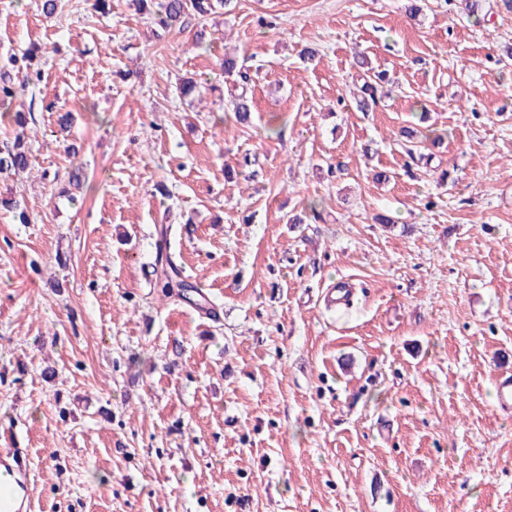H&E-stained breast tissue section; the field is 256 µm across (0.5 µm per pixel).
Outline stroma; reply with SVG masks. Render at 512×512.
Returning a JSON list of instances; mask_svg holds the SVG:
<instances>
[{"label": "stroma", "mask_w": 512, "mask_h": 512, "mask_svg": "<svg viewBox=\"0 0 512 512\" xmlns=\"http://www.w3.org/2000/svg\"><path fill=\"white\" fill-rule=\"evenodd\" d=\"M41 5L0 0V70L49 50L14 77L30 168L0 173L28 216L0 209V428L35 512H512L500 0H238L180 31L129 0ZM359 51L392 83L371 112ZM228 53L259 68L249 127ZM163 250L193 301L156 288Z\"/></svg>", "instance_id": "obj_1"}]
</instances>
